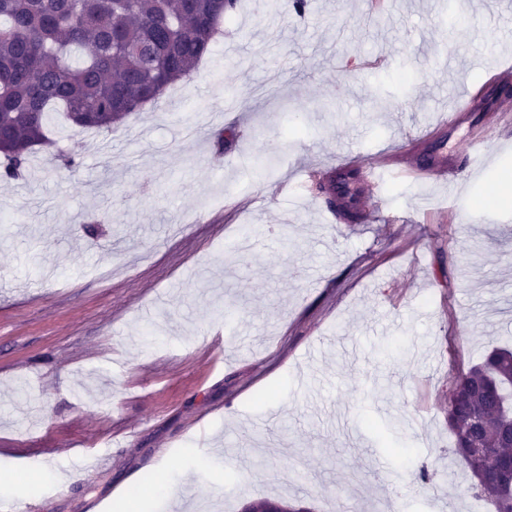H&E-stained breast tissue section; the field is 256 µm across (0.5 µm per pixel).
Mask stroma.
<instances>
[{"instance_id":"1","label":"stroma","mask_w":512,"mask_h":512,"mask_svg":"<svg viewBox=\"0 0 512 512\" xmlns=\"http://www.w3.org/2000/svg\"><path fill=\"white\" fill-rule=\"evenodd\" d=\"M440 2L239 0L191 78L111 131L48 114L46 176L0 181V477L41 512H479L448 385L512 346V205L491 201L512 125L479 181L385 178L375 224L318 210L323 164L512 65V0H467V31ZM119 429L86 482L80 448Z\"/></svg>"}]
</instances>
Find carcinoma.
I'll return each mask as SVG.
<instances>
[{
  "label": "carcinoma",
  "instance_id": "carcinoma-1",
  "mask_svg": "<svg viewBox=\"0 0 512 512\" xmlns=\"http://www.w3.org/2000/svg\"><path fill=\"white\" fill-rule=\"evenodd\" d=\"M235 0H0V177L19 179L45 118L80 129L112 124L189 77ZM512 349L500 347L448 385V454L468 466L470 490L512 512Z\"/></svg>",
  "mask_w": 512,
  "mask_h": 512
}]
</instances>
